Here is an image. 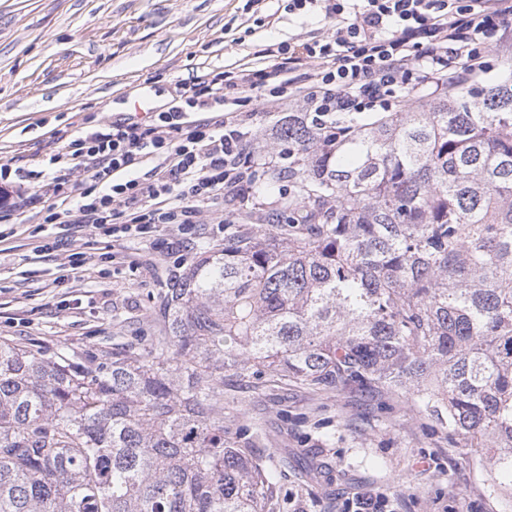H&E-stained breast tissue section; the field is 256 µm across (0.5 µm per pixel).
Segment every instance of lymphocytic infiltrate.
Masks as SVG:
<instances>
[{
  "label": "lymphocytic infiltrate",
  "mask_w": 512,
  "mask_h": 512,
  "mask_svg": "<svg viewBox=\"0 0 512 512\" xmlns=\"http://www.w3.org/2000/svg\"><path fill=\"white\" fill-rule=\"evenodd\" d=\"M288 10L322 18L329 33L269 42L258 63L197 77L150 123L119 119L73 137L79 186L61 175L27 186L35 196L51 189L43 221L61 230L38 257L83 226L119 244L171 224L188 234L202 204L252 189L257 133L241 103L299 113L323 131L346 115L454 92L487 73L491 50L512 54V0H288Z\"/></svg>",
  "instance_id": "obj_1"
}]
</instances>
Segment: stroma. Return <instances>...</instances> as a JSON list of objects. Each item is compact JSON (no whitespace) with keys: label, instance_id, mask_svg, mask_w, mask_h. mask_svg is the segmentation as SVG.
<instances>
[{"label":"stroma","instance_id":"stroma-1","mask_svg":"<svg viewBox=\"0 0 512 512\" xmlns=\"http://www.w3.org/2000/svg\"><path fill=\"white\" fill-rule=\"evenodd\" d=\"M0 0V165L53 176L51 155L79 131L171 105L202 69L253 60L270 41H307L325 23L288 13L286 0ZM0 186V340L97 343L158 335L159 308L179 267L224 244L218 223L258 207L257 195L205 206L194 240L177 228L113 246L84 230L40 259L54 238L41 217L52 203L15 206ZM116 253L114 264L66 276L69 250ZM224 436L278 473L271 512H347L384 494L390 512H512L491 494L488 459L462 448L404 394L317 393L252 377L224 380Z\"/></svg>","mask_w":512,"mask_h":512}]
</instances>
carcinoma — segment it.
<instances>
[{
    "label": "carcinoma",
    "instance_id": "cac0c4a2",
    "mask_svg": "<svg viewBox=\"0 0 512 512\" xmlns=\"http://www.w3.org/2000/svg\"><path fill=\"white\" fill-rule=\"evenodd\" d=\"M288 178L165 291V333L0 340V512H269L224 438V375L409 394L512 497V68L329 142L294 113Z\"/></svg>",
    "mask_w": 512,
    "mask_h": 512
}]
</instances>
